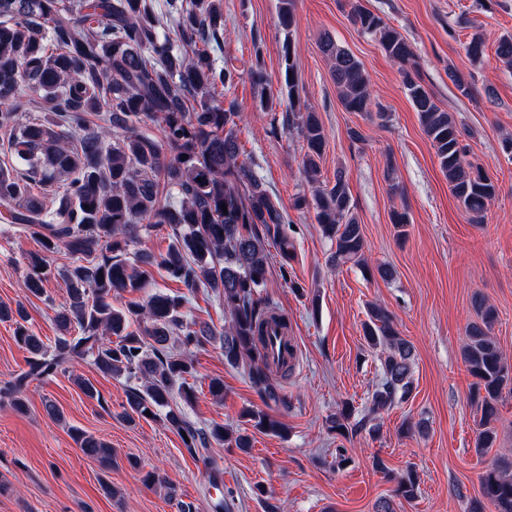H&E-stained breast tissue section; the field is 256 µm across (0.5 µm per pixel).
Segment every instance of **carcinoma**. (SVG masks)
I'll return each mask as SVG.
<instances>
[{"instance_id": "carcinoma-1", "label": "carcinoma", "mask_w": 512, "mask_h": 512, "mask_svg": "<svg viewBox=\"0 0 512 512\" xmlns=\"http://www.w3.org/2000/svg\"><path fill=\"white\" fill-rule=\"evenodd\" d=\"M354 25L376 39L386 57L397 64L407 95L424 133L435 150L452 195L476 224L482 222L497 187L483 168L468 160L467 145L452 113L443 110L425 86L407 40L382 17L356 2ZM176 22L175 48L162 35L164 20ZM278 23L291 30L296 23L295 0H279ZM224 38L222 0H0V128L10 131L11 162L0 164V222L18 226L40 250L27 253L25 290L40 297L51 275L48 254L64 248L74 262L63 272L69 304L56 315L63 330L53 347L44 345L24 324L22 307L0 305V320H15V341L29 351L28 369L3 388L17 409L34 380L67 373L74 362L90 356L105 375L142 382L128 398L131 418L164 417L192 453L210 440L242 451L248 436L215 424L208 431L192 427L171 407L178 397L188 402L194 388L193 360L185 353L210 342L212 332L184 321L182 299L163 292L144 304L118 308L112 296L143 287L155 263L169 279L187 288L201 284L221 292L228 320L221 335L224 362L247 369L260 397L284 408L279 378L290 369L268 354L272 325L288 330V318L261 296L274 245L282 276L295 256L288 237V215L265 188L251 165L239 160L238 121L234 101L222 106L215 93L229 92L239 77L234 66L219 65L209 46ZM330 62L340 103L348 112L371 106L363 63L331 38L321 43ZM283 84L275 92L262 83L264 60L255 53L250 72L259 81L260 107L273 109L287 91L288 111L282 126L294 130L305 144L303 171L313 185L312 198L299 196L297 209L312 207L323 236L335 242L329 261L336 265L364 261L365 240L352 212L342 172L335 182L320 181L319 160L326 131L317 113L301 105L295 74L294 46H282ZM34 108L45 111L37 120L22 121ZM102 114L91 126L90 116ZM156 122L162 138L141 130ZM42 188L53 189L54 207L46 205ZM227 205L222 210L221 205ZM146 225H141V222ZM174 227L166 252L135 261L129 247L138 231L156 225ZM478 320L467 327L464 356L469 373L484 390V429L478 447H493L489 427L505 388L512 389V366L491 336L496 310L475 302ZM364 322L369 346L385 350L382 381L371 394L376 407L390 406L410 393L413 345L402 338L388 312L371 305ZM176 340L183 353L166 350ZM350 402L330 420L340 436L360 425ZM253 427L281 435L282 423L260 411L244 414ZM73 439L88 459L108 469L112 447L83 430ZM481 495L497 512H512V471L494 461L480 477ZM418 491L409 470L395 495L411 500Z\"/></svg>"}]
</instances>
